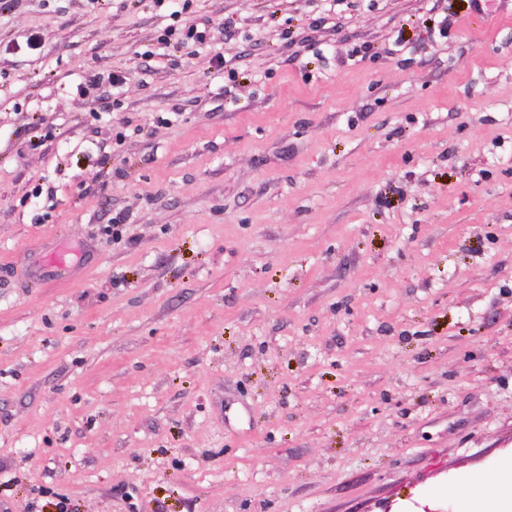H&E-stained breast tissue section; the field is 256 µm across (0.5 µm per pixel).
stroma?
<instances>
[{
    "label": "stroma",
    "mask_w": 512,
    "mask_h": 512,
    "mask_svg": "<svg viewBox=\"0 0 512 512\" xmlns=\"http://www.w3.org/2000/svg\"><path fill=\"white\" fill-rule=\"evenodd\" d=\"M496 8L484 31L467 0H0L11 512H459L467 476L495 478ZM59 239L73 281L18 275Z\"/></svg>",
    "instance_id": "obj_1"
}]
</instances>
